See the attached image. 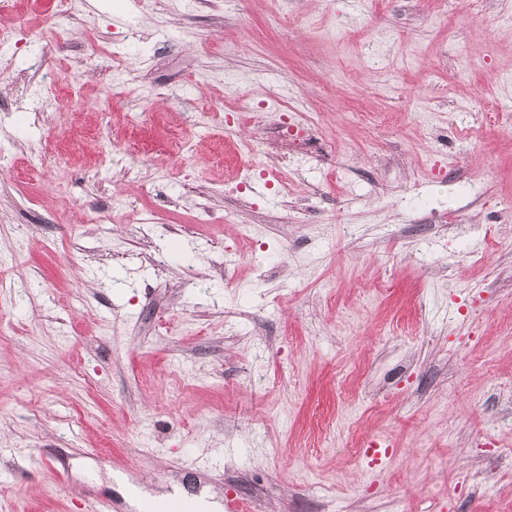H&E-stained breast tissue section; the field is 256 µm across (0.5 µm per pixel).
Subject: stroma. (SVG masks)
<instances>
[{"label":"stroma","instance_id":"stroma-1","mask_svg":"<svg viewBox=\"0 0 512 512\" xmlns=\"http://www.w3.org/2000/svg\"><path fill=\"white\" fill-rule=\"evenodd\" d=\"M16 17L0 512L176 483L243 512H512V0ZM285 113L319 126L296 166Z\"/></svg>","mask_w":512,"mask_h":512}]
</instances>
